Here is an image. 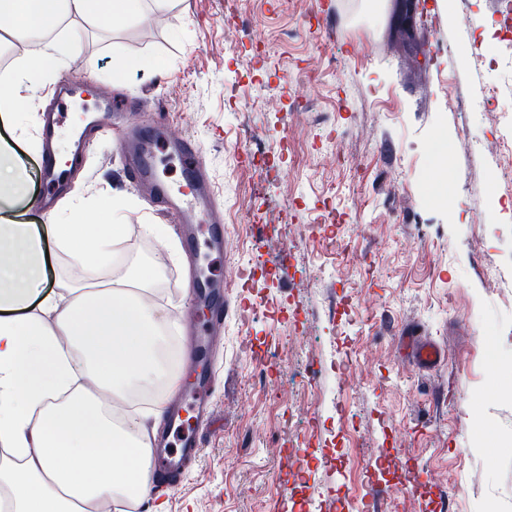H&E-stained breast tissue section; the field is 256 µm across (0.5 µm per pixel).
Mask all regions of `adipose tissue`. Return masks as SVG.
<instances>
[{"label": "adipose tissue", "mask_w": 512, "mask_h": 512, "mask_svg": "<svg viewBox=\"0 0 512 512\" xmlns=\"http://www.w3.org/2000/svg\"><path fill=\"white\" fill-rule=\"evenodd\" d=\"M170 0H0V23L34 47L0 89V121L22 116L19 93L50 81L73 57L78 18L95 28ZM26 198L18 155L0 144V490L8 512H93L105 499L146 496L153 450L135 423H116L99 400L125 401L178 379L164 353L169 320L153 302L157 277L121 248L128 202H78L45 229L17 221ZM77 255L84 275L42 295L50 256ZM53 317L47 327L45 317ZM68 346H61L60 337ZM88 378L94 390L78 386Z\"/></svg>", "instance_id": "adipose-tissue-1"}]
</instances>
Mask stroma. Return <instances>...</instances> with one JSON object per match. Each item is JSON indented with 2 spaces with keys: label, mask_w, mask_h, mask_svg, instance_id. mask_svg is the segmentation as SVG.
<instances>
[{
  "label": "stroma",
  "mask_w": 512,
  "mask_h": 512,
  "mask_svg": "<svg viewBox=\"0 0 512 512\" xmlns=\"http://www.w3.org/2000/svg\"><path fill=\"white\" fill-rule=\"evenodd\" d=\"M395 5L240 0L229 19L224 0H171L159 16L87 29L73 61L28 92L25 119L0 124L26 172L32 203L23 220L49 223L33 205L41 197L61 208L77 196L133 200L124 250L162 271L157 304L183 325L197 316L178 287L184 269L212 274L219 288L222 268L281 249L279 228H242L246 212L284 211L316 227L291 280L233 289L201 455L169 495L149 494L143 512H265L272 501L277 512H303L374 490L383 510L406 501L417 512H512V185L492 178L512 165V151L483 149L497 135L487 110L512 116V50L476 68L450 48L487 42L482 21L493 0H427L442 19L439 39L413 27L426 61L408 78L390 43ZM119 58L135 67L118 84L109 73ZM80 74L88 91L65 97L55 128L72 159L52 184L38 168L36 116ZM134 98L166 116L172 138L195 141L226 213V265L209 252L206 231L185 245L147 191L125 179L111 135L98 130L101 115ZM334 143L353 164L322 161ZM252 155L269 167L244 169ZM437 167L448 170L439 200L430 183ZM146 222L162 227V239L143 238ZM342 232L353 254L371 258L369 274L337 254ZM174 245L181 261L171 258ZM406 328L441 346L437 367L421 370L404 355ZM353 344L358 363L340 396L336 368ZM492 345L499 360L487 355ZM250 346L281 365L278 393L246 362ZM292 398L315 413V435L286 428ZM340 399L354 431L336 419ZM290 445L301 458L281 455Z\"/></svg>",
  "instance_id": "35a3bbf8"
}]
</instances>
